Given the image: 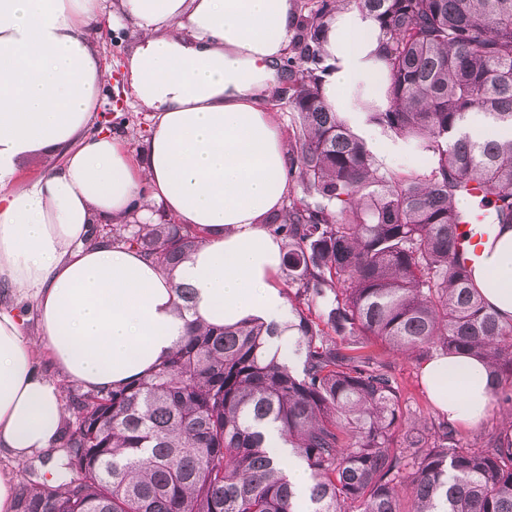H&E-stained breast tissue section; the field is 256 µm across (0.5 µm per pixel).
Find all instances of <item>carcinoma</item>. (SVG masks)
<instances>
[{"label": "carcinoma", "mask_w": 512, "mask_h": 512, "mask_svg": "<svg viewBox=\"0 0 512 512\" xmlns=\"http://www.w3.org/2000/svg\"><path fill=\"white\" fill-rule=\"evenodd\" d=\"M344 2L299 16L275 91L292 108L287 175L303 192L266 223L283 243L288 323L191 321L146 375L69 393L50 477L21 483L15 512H512V407L463 445L447 417L406 421L372 351L471 356L491 396L512 389V322L459 261L455 203L474 186L512 225V0H351L378 20L387 68L383 104L360 105L427 154L410 173L381 169L324 95L323 43ZM475 113L497 134L475 135ZM202 238L163 219L94 224L89 242L171 272ZM287 331L291 361L269 352ZM271 428L288 458L267 447Z\"/></svg>", "instance_id": "1"}]
</instances>
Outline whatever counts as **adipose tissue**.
Instances as JSON below:
<instances>
[{
	"instance_id": "ef3b65f1",
	"label": "adipose tissue",
	"mask_w": 512,
	"mask_h": 512,
	"mask_svg": "<svg viewBox=\"0 0 512 512\" xmlns=\"http://www.w3.org/2000/svg\"><path fill=\"white\" fill-rule=\"evenodd\" d=\"M292 0H0V452L21 464L56 445L64 419L57 377L87 390L123 385L158 365L187 321L284 323L283 250L264 224L289 192L283 130L263 96L294 36ZM139 41L125 62L130 93L156 115L138 158L97 130L110 77L106 27ZM381 31L368 14L337 13L327 34L325 96L352 125L359 98H382ZM25 165L38 174L22 178ZM203 230L173 276L136 251L88 244L92 225L156 212ZM473 278L512 320V225L496 227ZM189 284L193 308H176ZM34 308L39 341L25 333ZM47 353L51 372L38 356ZM437 408L478 424L491 402L475 359L424 367Z\"/></svg>"
}]
</instances>
